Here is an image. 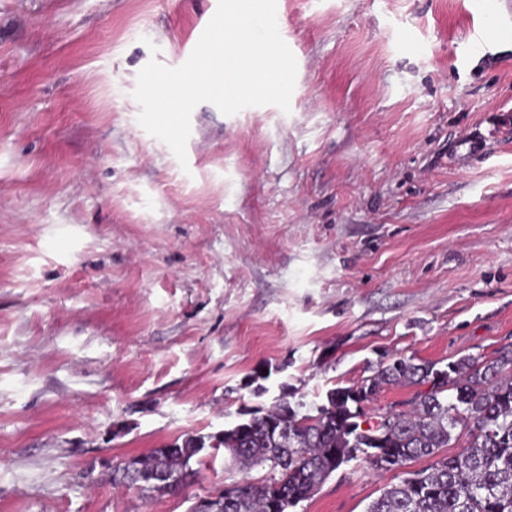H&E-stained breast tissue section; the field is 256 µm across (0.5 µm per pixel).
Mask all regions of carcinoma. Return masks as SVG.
<instances>
[{"mask_svg":"<svg viewBox=\"0 0 512 512\" xmlns=\"http://www.w3.org/2000/svg\"><path fill=\"white\" fill-rule=\"evenodd\" d=\"M429 385L407 412L385 411L362 426L364 407L384 386ZM208 434H187L112 466V483L144 496L178 494L212 448L232 464L267 470L224 488V512H290L343 464L364 455L377 470L404 471L365 512H512V348L491 360L470 355L443 368L413 356L380 364L358 386L327 390L308 408L282 396L270 410ZM465 440L455 455L440 450ZM429 458L425 469L408 462Z\"/></svg>","mask_w":512,"mask_h":512,"instance_id":"obj_1","label":"carcinoma"}]
</instances>
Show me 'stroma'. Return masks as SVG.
I'll list each match as a JSON object with an SVG mask.
<instances>
[{
    "label": "stroma",
    "mask_w": 512,
    "mask_h": 512,
    "mask_svg": "<svg viewBox=\"0 0 512 512\" xmlns=\"http://www.w3.org/2000/svg\"><path fill=\"white\" fill-rule=\"evenodd\" d=\"M278 0L290 112L138 123L217 0H0V512H189L110 464L359 385L381 361L512 345V0ZM400 472L342 465L296 512H364Z\"/></svg>",
    "instance_id": "35a3bbf8"
}]
</instances>
